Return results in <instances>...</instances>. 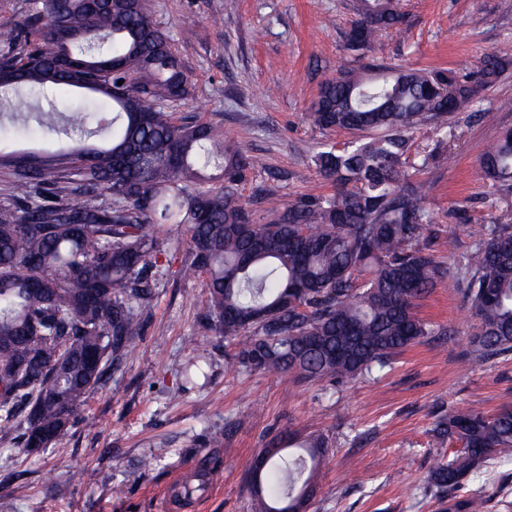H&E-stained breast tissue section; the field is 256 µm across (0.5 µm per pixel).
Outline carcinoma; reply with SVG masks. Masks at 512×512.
Wrapping results in <instances>:
<instances>
[{"label": "carcinoma", "mask_w": 512, "mask_h": 512, "mask_svg": "<svg viewBox=\"0 0 512 512\" xmlns=\"http://www.w3.org/2000/svg\"><path fill=\"white\" fill-rule=\"evenodd\" d=\"M357 11L354 52L405 25L397 0H359ZM511 66L506 41L470 77L380 65L374 79L354 70L325 79L307 120L358 137L313 156L330 193L280 206L272 187L257 186L254 199L273 214L259 224L238 193L252 156L167 110L189 80L151 0H29L23 20L0 31V110L26 89L35 122L65 127L68 146L65 184L49 179L53 160L23 155L0 200V431L20 428L28 450L68 435L143 336L158 260L183 231L190 250L178 275H206V324L234 344L246 372L331 385L380 372L438 335L416 309L447 277L478 319L474 359L512 356V220L483 225L454 273L427 248L436 216L408 173L410 131L473 111L478 91ZM479 167L512 189V128ZM432 432L452 451L424 491L442 512H478L479 500L456 492L492 454L512 451V406L450 410ZM327 452L319 436L271 437L259 450L255 512L284 500L308 507L298 494Z\"/></svg>", "instance_id": "1"}]
</instances>
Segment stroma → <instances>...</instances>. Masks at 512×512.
Listing matches in <instances>:
<instances>
[{
  "instance_id": "obj_1",
  "label": "stroma",
  "mask_w": 512,
  "mask_h": 512,
  "mask_svg": "<svg viewBox=\"0 0 512 512\" xmlns=\"http://www.w3.org/2000/svg\"><path fill=\"white\" fill-rule=\"evenodd\" d=\"M152 2L192 81L176 116L223 130L256 160L242 201L252 204L255 187L267 182L281 204L331 192L312 157L354 135L319 130L306 113L325 78L360 65L345 38L354 0ZM399 4L407 30L380 33L370 52L390 65L474 71L512 40V0ZM478 100L480 114L454 115L412 136L408 171L426 184L424 202L437 221L430 247L450 267L491 214H512V191L495 190L479 173L487 143L512 128V110L501 108L512 103V69ZM51 140L12 128L0 135V195L6 160L45 156ZM437 147L447 160L422 166ZM185 258L178 249L156 280L143 337L80 406L69 436L30 453L0 433V512H167L160 492L202 459L221 474L183 512H255L249 466L280 432L328 443L308 512H437L423 489L448 458L433 441L436 415L512 404V358H472L477 319L456 286L441 284L418 308L439 336L408 347L377 378L334 387L242 371L232 343L207 329L204 276L178 277ZM213 433L220 445L209 443ZM459 494L478 498L480 512H512V454L490 457Z\"/></svg>"
}]
</instances>
